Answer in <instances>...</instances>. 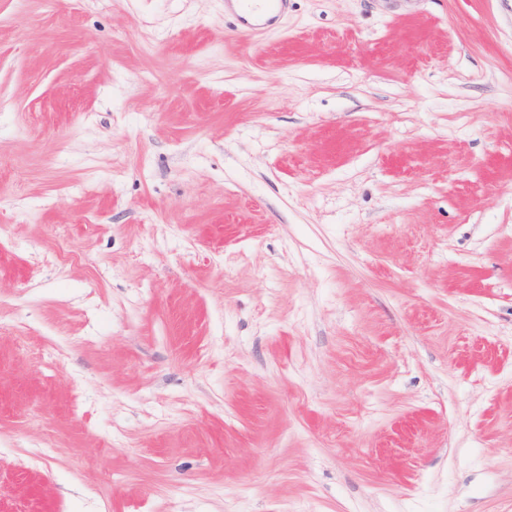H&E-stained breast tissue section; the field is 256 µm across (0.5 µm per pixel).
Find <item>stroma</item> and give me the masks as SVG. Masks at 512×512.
Wrapping results in <instances>:
<instances>
[{
    "mask_svg": "<svg viewBox=\"0 0 512 512\" xmlns=\"http://www.w3.org/2000/svg\"><path fill=\"white\" fill-rule=\"evenodd\" d=\"M0 512H512V0H0ZM290 0H225L224 16L252 31L271 29L288 12Z\"/></svg>",
    "mask_w": 512,
    "mask_h": 512,
    "instance_id": "1",
    "label": "stroma"
}]
</instances>
